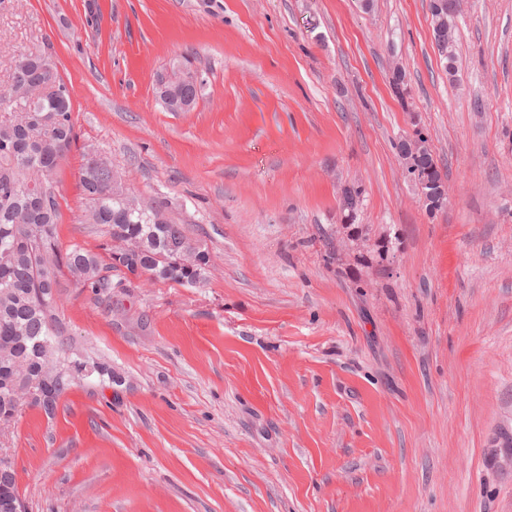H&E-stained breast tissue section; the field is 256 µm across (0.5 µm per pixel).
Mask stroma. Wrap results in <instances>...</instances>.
<instances>
[{
    "label": "stroma",
    "instance_id": "1",
    "mask_svg": "<svg viewBox=\"0 0 512 512\" xmlns=\"http://www.w3.org/2000/svg\"><path fill=\"white\" fill-rule=\"evenodd\" d=\"M28 51L72 101L62 244L107 239L95 152L211 268L116 272L108 300L62 280L65 348L112 376L0 427L27 512H512V0H462L453 80L429 0H0V91ZM175 64L186 112L156 93ZM420 133L435 212L396 150ZM363 192L359 188L349 187L344 190L341 202V210L344 214L345 228L351 229L350 235H353V242H360L365 245L367 241L366 234H363L362 224H355L357 214L364 201ZM360 243H357L360 244Z\"/></svg>",
    "mask_w": 512,
    "mask_h": 512
}]
</instances>
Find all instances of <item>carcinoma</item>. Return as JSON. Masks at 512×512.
I'll list each match as a JSON object with an SVG mask.
<instances>
[{
  "label": "carcinoma",
  "instance_id": "obj_1",
  "mask_svg": "<svg viewBox=\"0 0 512 512\" xmlns=\"http://www.w3.org/2000/svg\"><path fill=\"white\" fill-rule=\"evenodd\" d=\"M459 0H430L433 40L448 76L455 73V19ZM28 60L27 74L42 83L46 94L34 103L28 91L0 99V422L8 423L24 405L43 408L33 395L15 390L14 378L30 381L51 378L63 360L72 364L75 377L85 376L86 363L59 357L55 319L59 278L66 273L79 288H89L99 298H112V270L183 287L207 279L208 250L192 242L181 224L166 216V203H142L129 192L113 198L120 176L107 163L87 158L80 185L86 201L84 220L107 227L109 241L93 251L78 243L63 247L59 238V209L50 181L51 173L70 153L76 141L72 104L67 86L52 59L42 53L21 55ZM197 100L198 92L167 84L159 95L170 112L183 94ZM420 135L415 142L402 140L397 150L404 169L423 190L444 189L441 171ZM363 203L359 188L344 190L341 210L353 241L365 243L362 225L356 223Z\"/></svg>",
  "mask_w": 512,
  "mask_h": 512
}]
</instances>
